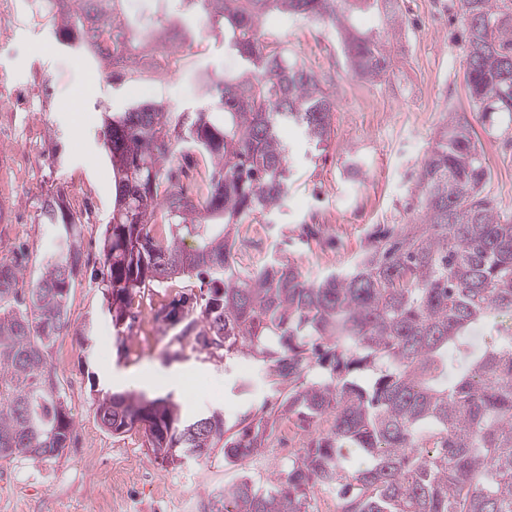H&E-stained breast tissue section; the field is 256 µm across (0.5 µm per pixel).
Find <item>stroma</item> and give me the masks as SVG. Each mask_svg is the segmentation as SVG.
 I'll return each mask as SVG.
<instances>
[{
	"label": "stroma",
	"instance_id": "35a3bbf8",
	"mask_svg": "<svg viewBox=\"0 0 512 512\" xmlns=\"http://www.w3.org/2000/svg\"><path fill=\"white\" fill-rule=\"evenodd\" d=\"M399 21L392 70L377 82L348 73L330 27L304 20L288 26L289 51L330 76L336 99L335 133L324 151H312L299 127L282 131L294 177L266 230L267 249L297 261L309 280L350 269L380 230L417 217L416 178L438 125L446 110L469 108L464 25L453 0H399ZM14 27L19 46L0 48V81L28 85L35 99L50 90L51 99L38 112H0V127L13 133L1 149L22 150L34 129L41 142L37 183L0 180V262L17 265L21 287L32 286L43 255L57 244L55 226L40 218L42 201L56 189L64 190L70 208L74 193H81L95 213L81 227L84 265L69 294L68 329L58 340L68 354L49 357L74 418L73 439L56 459L0 461V512H212L216 495L242 474L270 487L288 467L271 452L238 466L225 464L220 450L161 466L147 456L140 434H112L94 417L98 398L112 392L168 394L182 403L185 416L217 411L229 424L276 400L256 359L222 358L194 337L178 339V327L152 315L116 330L101 288V246L114 194L101 137L104 111H123L135 96L195 108L203 103L198 74L234 75L241 62L227 58L222 42L205 34L179 59L176 77H157L135 93L127 83L92 81L88 59L60 47L45 26L21 16ZM89 82L94 91L84 117L74 120L65 103ZM475 132L492 171L486 191L512 214V129L479 126ZM16 212L23 223L10 222ZM147 365L183 368L198 389L141 384L138 375Z\"/></svg>",
	"mask_w": 512,
	"mask_h": 512
}]
</instances>
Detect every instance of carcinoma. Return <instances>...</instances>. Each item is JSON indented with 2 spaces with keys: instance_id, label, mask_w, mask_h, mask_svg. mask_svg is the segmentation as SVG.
Masks as SVG:
<instances>
[{
  "instance_id": "obj_1",
  "label": "carcinoma",
  "mask_w": 512,
  "mask_h": 512,
  "mask_svg": "<svg viewBox=\"0 0 512 512\" xmlns=\"http://www.w3.org/2000/svg\"><path fill=\"white\" fill-rule=\"evenodd\" d=\"M121 0H59L49 11L62 46L83 44L95 67L103 50L85 36L115 35L117 52L136 39ZM207 29L242 61L221 77L212 101L191 112L133 101L107 111L102 138L114 177L112 224L101 279L112 324L127 321L135 297L153 285L197 279L156 317L185 323L224 356L246 353L285 390L278 409L228 427L218 413L181 420L171 396L113 393L95 418L114 434L137 431L148 456L160 448L191 457L224 452L231 466L267 447L283 420L314 432L288 460L279 485L248 475L224 490L217 512H313L316 489L336 512H512V334L477 345L473 330L512 313V215L484 192L491 178L466 113L450 112L418 176L423 216L384 235L351 269L319 282L276 256L253 269L236 259L239 229L273 213L292 181L279 129L297 125L316 150L333 133L336 100L313 66L288 52L266 18L334 28L353 75L382 80L389 36L354 25L362 7L382 9L395 30L398 0H197ZM467 33L465 85L483 126L512 123V0H457ZM198 153L208 174L194 199L172 158ZM61 190L43 219L59 229L33 287L0 264V460L52 459L69 447L73 418L49 354L68 326V296L82 266L81 219ZM195 246L184 247L186 239ZM200 305L203 329L185 321ZM370 371V385L355 374ZM354 448L359 464L345 449Z\"/></svg>"
}]
</instances>
